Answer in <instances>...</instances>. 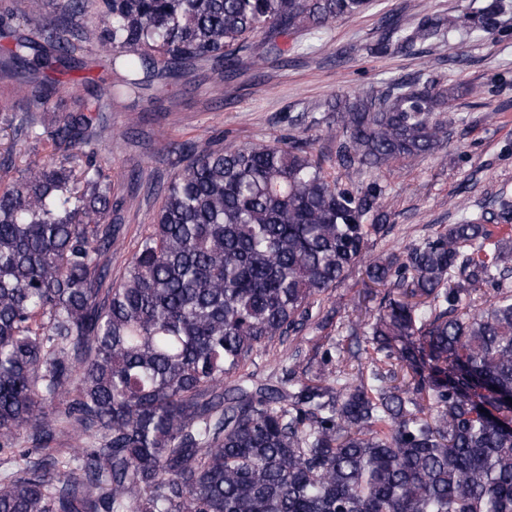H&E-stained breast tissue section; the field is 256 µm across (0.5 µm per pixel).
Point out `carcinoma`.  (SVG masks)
<instances>
[{
  "label": "carcinoma",
  "instance_id": "obj_1",
  "mask_svg": "<svg viewBox=\"0 0 512 512\" xmlns=\"http://www.w3.org/2000/svg\"><path fill=\"white\" fill-rule=\"evenodd\" d=\"M0 46L26 91L17 135L41 163L0 186V512H512V200L372 263L389 289L351 335L369 371L310 383L247 371L297 337L384 229V187L343 184L305 142L191 143L149 233L112 280V188L97 168L110 104L46 125L51 91L94 40L119 93L141 97L208 68L224 78L251 39L309 35L370 0H65ZM512 0L465 15L499 31ZM93 13L90 32L76 19ZM456 22L384 25L405 51ZM458 88L400 80L328 103L338 168L436 149ZM75 451L47 453L56 434Z\"/></svg>",
  "mask_w": 512,
  "mask_h": 512
}]
</instances>
